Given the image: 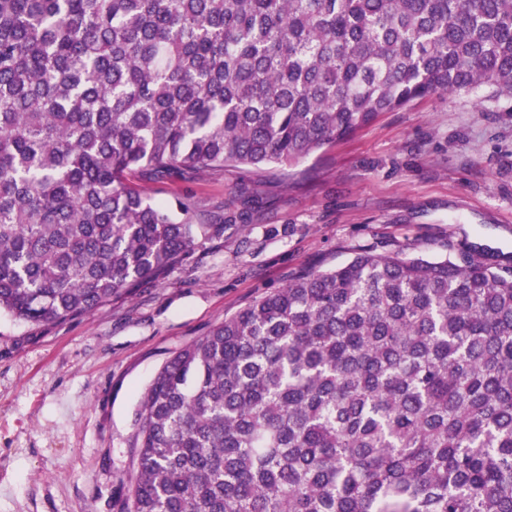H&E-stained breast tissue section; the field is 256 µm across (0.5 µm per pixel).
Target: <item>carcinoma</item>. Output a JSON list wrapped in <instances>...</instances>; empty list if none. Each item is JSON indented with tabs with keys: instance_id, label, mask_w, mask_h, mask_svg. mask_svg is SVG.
Instances as JSON below:
<instances>
[{
	"instance_id": "carcinoma-1",
	"label": "carcinoma",
	"mask_w": 512,
	"mask_h": 512,
	"mask_svg": "<svg viewBox=\"0 0 512 512\" xmlns=\"http://www.w3.org/2000/svg\"><path fill=\"white\" fill-rule=\"evenodd\" d=\"M512 98V0H0V313L63 323L181 264L197 200L436 93ZM123 512H512V255L362 252L175 351ZM253 176L239 169L226 168L224 172L208 173L191 180L175 179L166 183L142 182L146 196L163 203L176 193H189L196 197L201 208L211 215L213 224H224L223 218L230 212H239L243 207L240 188Z\"/></svg>"
}]
</instances>
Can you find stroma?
Wrapping results in <instances>:
<instances>
[{
	"label": "stroma",
	"mask_w": 512,
	"mask_h": 512,
	"mask_svg": "<svg viewBox=\"0 0 512 512\" xmlns=\"http://www.w3.org/2000/svg\"><path fill=\"white\" fill-rule=\"evenodd\" d=\"M248 180L228 168L143 183L158 203L194 195L221 232L160 281L71 321L0 314V512H120L146 385L173 352L296 272L363 250L512 253V102L478 89L381 113L297 166L271 168L261 207L224 225Z\"/></svg>",
	"instance_id": "1"
}]
</instances>
